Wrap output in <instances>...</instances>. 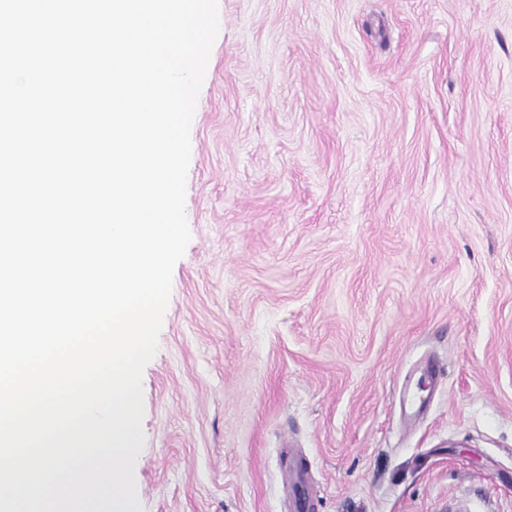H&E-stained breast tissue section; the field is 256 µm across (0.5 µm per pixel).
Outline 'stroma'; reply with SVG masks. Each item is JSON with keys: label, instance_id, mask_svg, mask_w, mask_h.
<instances>
[{"label": "stroma", "instance_id": "obj_1", "mask_svg": "<svg viewBox=\"0 0 512 512\" xmlns=\"http://www.w3.org/2000/svg\"><path fill=\"white\" fill-rule=\"evenodd\" d=\"M218 11L143 512H512V0Z\"/></svg>", "mask_w": 512, "mask_h": 512}]
</instances>
